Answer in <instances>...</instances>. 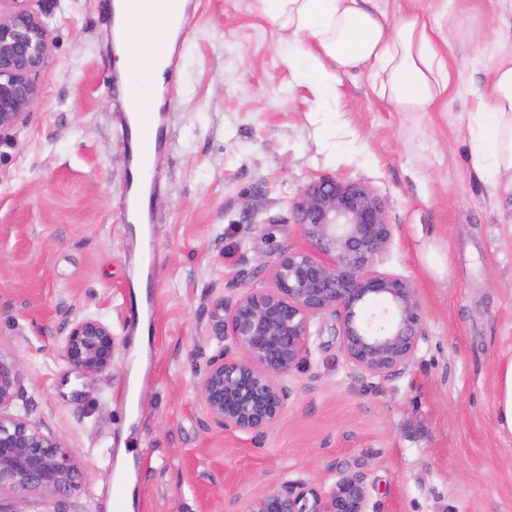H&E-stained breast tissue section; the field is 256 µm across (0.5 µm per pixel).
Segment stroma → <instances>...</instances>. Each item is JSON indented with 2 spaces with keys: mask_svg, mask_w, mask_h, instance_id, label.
<instances>
[{
  "mask_svg": "<svg viewBox=\"0 0 512 512\" xmlns=\"http://www.w3.org/2000/svg\"><path fill=\"white\" fill-rule=\"evenodd\" d=\"M109 0H30L51 31L41 96L0 140V353L23 374L33 420L79 459L85 492L0 497V512H112L119 446L134 454V512H232L254 497L347 471L370 512H512V436L496 378L512 354V190L468 163L471 93L512 58V0H374L388 22L423 15L450 75L433 111L398 112L359 70L329 90L291 65L255 0H193L151 206L155 260L126 223L122 77ZM320 178L360 183L393 236L381 273L417 290L426 337L409 370L359 378L333 316L285 379L264 437L207 427L197 382L223 347L222 298L268 287L266 266L302 247L293 204ZM245 281H237L239 270ZM155 299L142 379L139 297ZM77 314L102 316L112 366L79 377L59 355Z\"/></svg>",
  "mask_w": 512,
  "mask_h": 512,
  "instance_id": "obj_1",
  "label": "stroma"
}]
</instances>
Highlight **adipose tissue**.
Wrapping results in <instances>:
<instances>
[{
    "mask_svg": "<svg viewBox=\"0 0 512 512\" xmlns=\"http://www.w3.org/2000/svg\"><path fill=\"white\" fill-rule=\"evenodd\" d=\"M123 0H112V26L122 29L114 66L125 77L127 108L134 89L161 94L167 58L154 51L142 23H129ZM262 13L284 36L305 47L302 62L320 85L338 73L362 70L373 90L399 112L432 110L448 88V72L419 14L395 25L368 8V0H259ZM467 128L472 170L492 187L512 189V59L500 61L490 82L473 94Z\"/></svg>",
    "mask_w": 512,
    "mask_h": 512,
    "instance_id": "obj_1",
    "label": "adipose tissue"
}]
</instances>
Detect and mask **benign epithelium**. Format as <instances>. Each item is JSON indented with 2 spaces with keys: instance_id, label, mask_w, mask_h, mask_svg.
I'll use <instances>...</instances> for the list:
<instances>
[{
  "instance_id": "obj_1",
  "label": "benign epithelium",
  "mask_w": 512,
  "mask_h": 512,
  "mask_svg": "<svg viewBox=\"0 0 512 512\" xmlns=\"http://www.w3.org/2000/svg\"><path fill=\"white\" fill-rule=\"evenodd\" d=\"M27 2L0 0V137L41 95L36 76L49 51V31ZM294 208L306 247L280 250L267 264L268 287L224 305V338L239 354L223 348L198 380L207 425L223 431L262 435L280 421L289 397L283 378L303 362L317 316L337 318L343 350L361 378L405 373L426 337L412 283L373 269L393 236L377 195L359 183L321 178ZM377 298L387 301L391 314L365 316ZM114 351L107 322L77 315L61 357L88 376L109 369ZM24 393L19 366L0 353V495L79 497L84 485L77 457L64 439L30 418L27 406H18ZM229 495L241 500L234 486ZM369 499L365 475L348 471L327 492L305 481L284 485L241 500L239 512H367Z\"/></svg>"
}]
</instances>
